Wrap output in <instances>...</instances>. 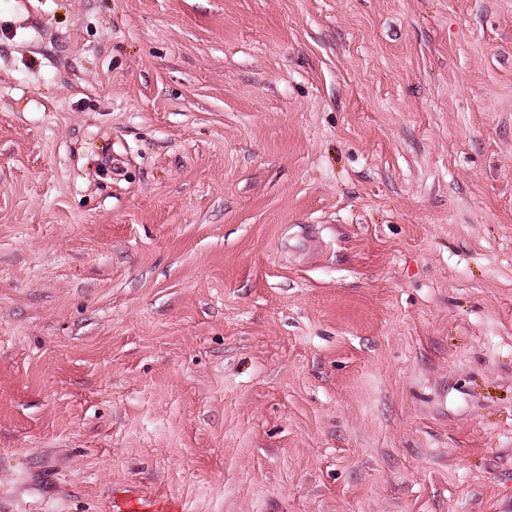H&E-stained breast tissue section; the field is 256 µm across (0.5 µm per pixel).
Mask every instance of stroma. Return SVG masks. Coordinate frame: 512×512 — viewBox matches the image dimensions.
<instances>
[{"label": "stroma", "instance_id": "obj_1", "mask_svg": "<svg viewBox=\"0 0 512 512\" xmlns=\"http://www.w3.org/2000/svg\"><path fill=\"white\" fill-rule=\"evenodd\" d=\"M512 512V0H0V512Z\"/></svg>", "mask_w": 512, "mask_h": 512}]
</instances>
